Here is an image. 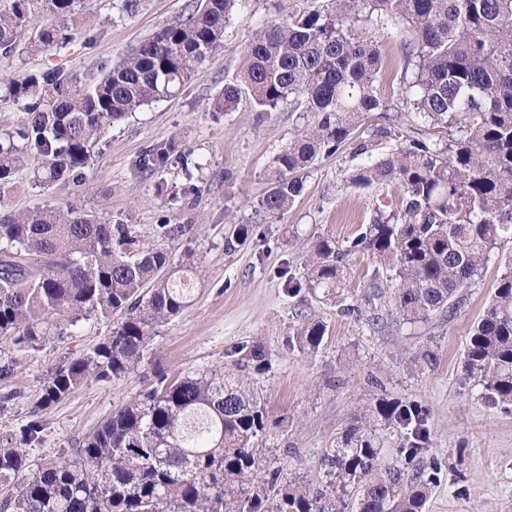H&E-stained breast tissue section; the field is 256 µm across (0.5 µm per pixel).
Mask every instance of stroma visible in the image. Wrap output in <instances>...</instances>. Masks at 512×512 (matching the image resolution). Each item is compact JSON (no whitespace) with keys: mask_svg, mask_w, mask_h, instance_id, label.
I'll list each match as a JSON object with an SVG mask.
<instances>
[{"mask_svg":"<svg viewBox=\"0 0 512 512\" xmlns=\"http://www.w3.org/2000/svg\"><path fill=\"white\" fill-rule=\"evenodd\" d=\"M191 0H140L136 12H121V0H84L83 24L67 29L63 44L42 51L0 55V80L20 79L57 67L85 86L162 27L182 20ZM293 0H250L224 33V47L210 56L172 99L144 107L106 126L81 182L41 188L32 165L20 168L6 210L75 206L97 216L138 225L150 245L199 261L192 301L164 322L137 371L124 380L91 381L47 409L41 445L30 448L31 465L53 458L102 424L154 382L155 369L169 377L231 366L243 345L262 343L266 372L247 386L266 403L267 431L256 438L280 484L325 486L327 453L341 447L361 422L380 449L383 465L401 464L414 441L411 428L370 420L380 399L417 405L427 414L425 450L419 467L432 479L423 512H512V406L491 408L477 377L467 375L464 351L470 331L491 298L494 283L512 256L501 244L482 275L463 289L452 314L408 323L389 314L384 327L341 314L338 307L291 295L290 278H302L310 242L327 237L345 246L369 223L382 195L356 188L347 176L365 159L343 148L320 156L305 172V189L278 219L260 218L274 157L313 121L310 113L281 110L264 117L249 100L230 112L212 107L233 75L244 48L269 21L287 13ZM387 66L375 85L399 105L403 59L400 35L376 31ZM179 139L202 173L181 166L162 174H133L131 161L151 145ZM254 225L243 244L236 223ZM158 224H190L187 236L156 238ZM326 327L316 352L300 348V335L315 323ZM107 322L79 323L73 336L21 354L8 384L15 397L0 410V442H10L24 424L47 373L64 357L89 349L107 336Z\"/></svg>","mask_w":512,"mask_h":512,"instance_id":"obj_1","label":"stroma"}]
</instances>
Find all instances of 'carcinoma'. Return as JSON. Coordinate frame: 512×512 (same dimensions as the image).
<instances>
[{
  "label": "carcinoma",
  "instance_id": "obj_1",
  "mask_svg": "<svg viewBox=\"0 0 512 512\" xmlns=\"http://www.w3.org/2000/svg\"><path fill=\"white\" fill-rule=\"evenodd\" d=\"M32 0L0 11V54L40 51L61 43L78 16L79 0H45L50 19L35 23ZM248 0H197L188 16L142 41L98 80L83 88L61 68L5 84L24 103L17 131L0 139V204L26 162L49 187L79 180L102 126L175 96L198 67L223 47L224 29ZM402 33L400 89L416 116L408 125L390 116L377 92L385 61L370 28ZM247 97L267 116L288 103L313 123L274 159L270 186L257 211L278 219L304 190V171L320 155L347 146L368 163L348 180L357 187L393 185L396 197L376 205L370 223L342 247L318 237L310 247L307 290L363 315L349 296L348 257L375 262L363 295L378 326L379 282L388 283L395 313L412 323L453 311L502 242L512 240V0H301L267 23L247 46L240 70L224 79L218 112ZM379 113L381 122L365 125ZM399 145L386 153L384 143ZM188 165L171 138L131 162L137 173ZM194 254L175 262L146 243L134 224L112 223L76 208H38L0 215V347L35 351L62 341L83 320H122L92 348L67 357L42 382L14 445L0 447V512H335L325 489L278 484L254 440L267 428L265 405L243 376L266 371L265 348L238 350L228 370L169 377L112 412L73 448L31 470L26 449L43 438L40 412L91 381L135 372L163 322L190 303ZM325 328L301 337L317 349ZM464 365L481 378L490 407L512 404V262L494 284L473 326ZM377 418L426 438L427 415L416 405L382 401ZM424 451L404 450L399 466H382L377 448L356 427L344 447L325 459L328 474L360 485L356 512H423L428 482L405 478Z\"/></svg>",
  "mask_w": 512,
  "mask_h": 512
}]
</instances>
